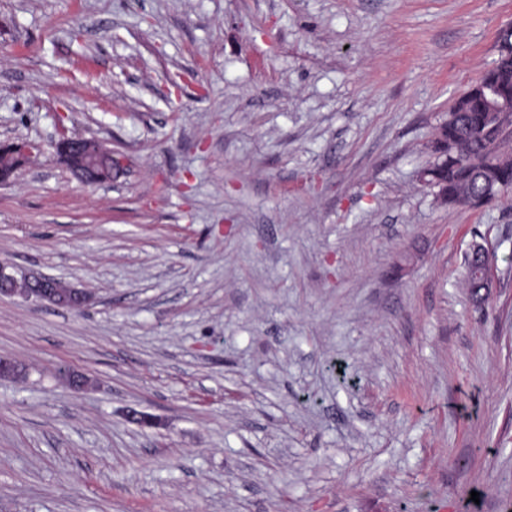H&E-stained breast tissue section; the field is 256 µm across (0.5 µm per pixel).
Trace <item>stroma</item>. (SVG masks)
Here are the masks:
<instances>
[{"mask_svg":"<svg viewBox=\"0 0 512 512\" xmlns=\"http://www.w3.org/2000/svg\"><path fill=\"white\" fill-rule=\"evenodd\" d=\"M510 25L512 0H0V142L38 146L0 260L91 295L0 299L26 369L0 512H505L512 189L451 207L420 174ZM63 130L121 175L77 181Z\"/></svg>","mask_w":512,"mask_h":512,"instance_id":"stroma-1","label":"stroma"}]
</instances>
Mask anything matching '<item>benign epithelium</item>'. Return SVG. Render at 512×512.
<instances>
[{"label": "benign epithelium", "instance_id": "1", "mask_svg": "<svg viewBox=\"0 0 512 512\" xmlns=\"http://www.w3.org/2000/svg\"><path fill=\"white\" fill-rule=\"evenodd\" d=\"M477 90L491 110L507 111L512 108V96L503 92L494 80L479 83ZM37 149L39 146L27 141L0 145V184L8 182L21 163ZM54 149L58 162L85 185L97 186L120 175L112 151L97 139L63 133L55 142ZM20 279L28 284L24 291L16 288ZM20 279L10 264L1 262L0 298L20 297L68 308H81L88 302L87 294L73 288L62 291L58 288V281L50 276L25 275Z\"/></svg>", "mask_w": 512, "mask_h": 512}]
</instances>
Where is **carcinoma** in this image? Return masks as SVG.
<instances>
[{
    "mask_svg": "<svg viewBox=\"0 0 512 512\" xmlns=\"http://www.w3.org/2000/svg\"><path fill=\"white\" fill-rule=\"evenodd\" d=\"M510 126L512 112L493 115L471 92L460 96L456 112L440 127L443 159L427 170L429 180L437 182L448 204H465L485 194L492 200L512 187V158L499 154L498 138L493 135V129ZM480 262L490 265L489 255H465V278L471 289L480 287L475 274Z\"/></svg>",
    "mask_w": 512,
    "mask_h": 512,
    "instance_id": "cac0c4a2",
    "label": "carcinoma"
}]
</instances>
